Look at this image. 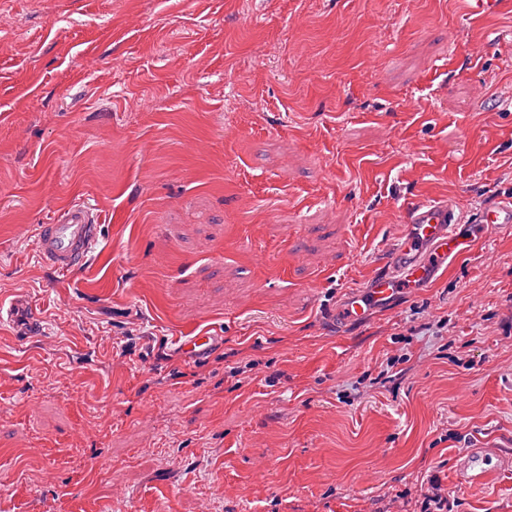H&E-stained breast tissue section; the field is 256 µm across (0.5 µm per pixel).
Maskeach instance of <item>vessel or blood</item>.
I'll return each mask as SVG.
<instances>
[{
	"instance_id": "obj_1",
	"label": "vessel or blood",
	"mask_w": 512,
	"mask_h": 512,
	"mask_svg": "<svg viewBox=\"0 0 512 512\" xmlns=\"http://www.w3.org/2000/svg\"><path fill=\"white\" fill-rule=\"evenodd\" d=\"M406 219L408 231L394 245L387 269L374 276L363 290L345 297L340 308L343 321L362 320L405 290L429 284L445 261L463 255L473 245L472 238L458 229L462 214L455 203L416 202L407 207ZM480 221L498 230L512 227V202L489 205ZM98 227V214L90 205L74 203L65 207L51 223L38 227L40 260L60 272L79 269L98 244ZM26 309V302L20 298L7 304L0 302V326H12L19 336L31 337L38 324ZM176 342L186 357L193 358L208 351L214 339L195 334L177 337ZM482 460L479 452L465 460V483L480 484L492 478V470L483 467Z\"/></svg>"
}]
</instances>
